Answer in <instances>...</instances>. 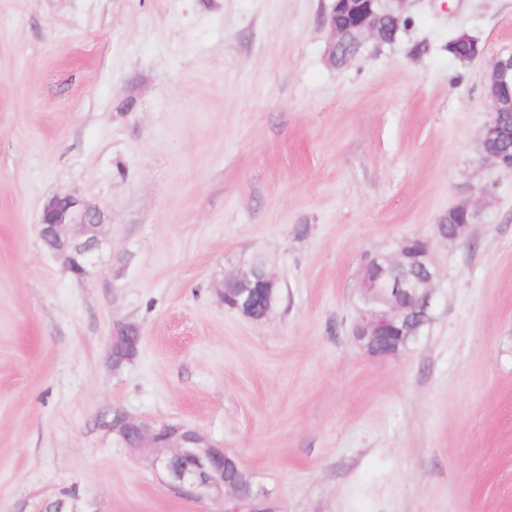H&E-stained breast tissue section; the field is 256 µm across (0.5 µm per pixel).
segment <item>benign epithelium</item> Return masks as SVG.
<instances>
[{
	"label": "benign epithelium",
	"mask_w": 512,
	"mask_h": 512,
	"mask_svg": "<svg viewBox=\"0 0 512 512\" xmlns=\"http://www.w3.org/2000/svg\"><path fill=\"white\" fill-rule=\"evenodd\" d=\"M404 2L394 0L391 5L388 0H329L322 14V21L331 33L327 55L337 56L367 43L380 48L386 41L385 21L402 18ZM485 84L491 88L486 98L491 117L481 130L482 141L498 137L499 116L512 111V50L499 53L491 61ZM481 159L506 174L512 173V156L483 151ZM485 195L487 191L482 190L480 196L452 206L470 216L469 221L457 225L453 239L463 237L478 219L481 197ZM39 234L78 279L88 276L104 244L103 225L97 211L71 195L55 196L44 204ZM416 243L414 250L404 241L391 256L376 254L361 269L352 334L360 349L369 355H397L401 337L407 335L414 313L431 316L437 269L430 240L419 236ZM410 261L420 268L418 279L391 276L393 265ZM278 284L274 268L256 256L225 280L224 306L253 321L265 320L277 304ZM140 343L136 325H121L113 332L110 351L118 348L134 351ZM109 428L132 449H153L155 470L180 495L195 500L221 495L224 512H270L263 491H256L246 501L239 485L224 480V466L241 469L238 459L198 429L179 424L150 426L120 409L112 411Z\"/></svg>",
	"instance_id": "benign-epithelium-1"
}]
</instances>
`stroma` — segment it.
<instances>
[{
  "label": "stroma",
  "mask_w": 512,
  "mask_h": 512,
  "mask_svg": "<svg viewBox=\"0 0 512 512\" xmlns=\"http://www.w3.org/2000/svg\"><path fill=\"white\" fill-rule=\"evenodd\" d=\"M323 9L0 0V512H222L113 437L116 408L223 444L272 512H512V174L479 149L512 0H408L393 44L336 68ZM481 187L467 235L438 237ZM58 194L103 225L82 280L39 236ZM416 235L432 320L369 356L363 260ZM257 255L279 277L261 322L222 298ZM141 343V336L139 329L134 324L121 325L113 332L112 341L110 344V354L118 348L136 350Z\"/></svg>",
  "instance_id": "35a3bbf8"
}]
</instances>
